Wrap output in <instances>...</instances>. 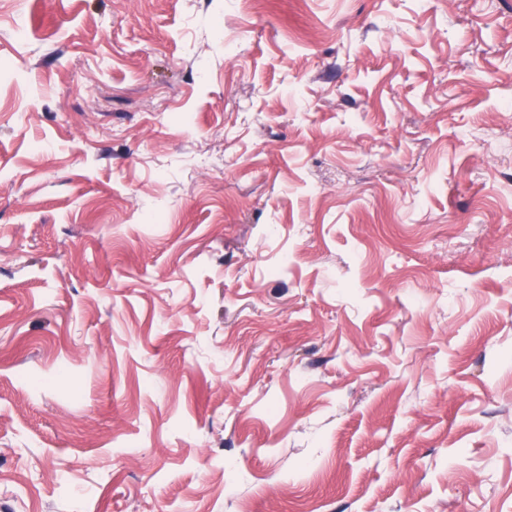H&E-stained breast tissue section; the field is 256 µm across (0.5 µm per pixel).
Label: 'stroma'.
Returning <instances> with one entry per match:
<instances>
[{"instance_id":"stroma-1","label":"stroma","mask_w":512,"mask_h":512,"mask_svg":"<svg viewBox=\"0 0 512 512\" xmlns=\"http://www.w3.org/2000/svg\"><path fill=\"white\" fill-rule=\"evenodd\" d=\"M0 512H512V0H0Z\"/></svg>"}]
</instances>
